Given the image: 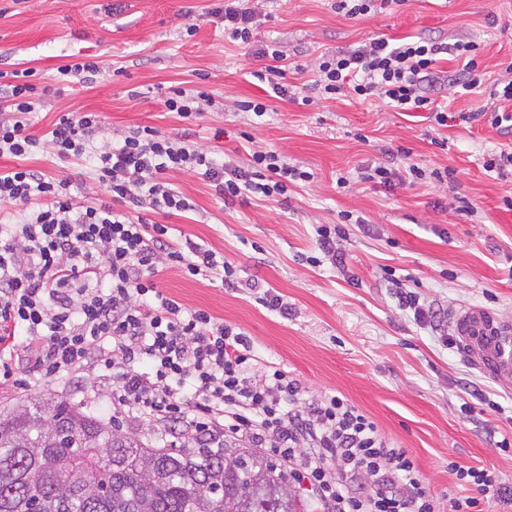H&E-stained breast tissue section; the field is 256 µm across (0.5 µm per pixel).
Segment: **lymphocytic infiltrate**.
Here are the masks:
<instances>
[{
	"instance_id": "lymphocytic-infiltrate-1",
	"label": "lymphocytic infiltrate",
	"mask_w": 512,
	"mask_h": 512,
	"mask_svg": "<svg viewBox=\"0 0 512 512\" xmlns=\"http://www.w3.org/2000/svg\"><path fill=\"white\" fill-rule=\"evenodd\" d=\"M213 14L225 39L248 45L263 6L224 0ZM477 50L471 41L380 37L323 55L314 87L332 98L375 97L400 112L432 110L428 92L441 56L464 59L462 86L472 90L482 83ZM32 75L12 71L0 99V157L20 161L0 169V381L20 371V336L43 376L108 372L117 381L115 408L183 426L206 443L244 439L265 449L312 487L323 512H438L414 459L371 417L336 395L300 405L299 380L280 367L252 376L254 356L243 333L206 310L186 308L155 282L164 266L227 287L238 282L232 264L214 251L173 241L167 225L141 218L144 210H193L170 173L201 174L228 204L249 196L279 200L311 173L262 147L234 165L151 126L100 144L103 119L96 112L61 113L39 138L28 131L37 105ZM46 142L57 157L92 161L102 197L76 203L71 180L22 166ZM448 470L477 490L452 498V512H480L484 499L512 505V486L497 472L456 461Z\"/></svg>"
}]
</instances>
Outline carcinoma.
I'll return each instance as SVG.
<instances>
[{
  "mask_svg": "<svg viewBox=\"0 0 512 512\" xmlns=\"http://www.w3.org/2000/svg\"><path fill=\"white\" fill-rule=\"evenodd\" d=\"M227 451L148 448L77 403L32 399L0 412V512H301L284 470L254 451L229 472Z\"/></svg>",
  "mask_w": 512,
  "mask_h": 512,
  "instance_id": "1",
  "label": "carcinoma"
}]
</instances>
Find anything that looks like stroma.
I'll return each mask as SVG.
<instances>
[{
    "label": "stroma",
    "instance_id": "35a3bbf8",
    "mask_svg": "<svg viewBox=\"0 0 512 512\" xmlns=\"http://www.w3.org/2000/svg\"><path fill=\"white\" fill-rule=\"evenodd\" d=\"M218 0H0V70L32 68L44 90L31 132L44 135L62 112H97L106 134L148 125L163 134L191 129L193 141L216 157L246 161L252 145L277 150L312 173L288 200L253 199L225 206L202 175L174 172L171 182L193 211L156 214L178 241L223 254L241 284L195 280L167 268L162 291L190 309H203L249 340L256 370L275 363L298 379L306 399L345 396L383 435L416 461L440 512L450 497L474 495L457 485L449 461L496 471L512 484V383L476 367L462 352L454 310L477 306L512 323V175L486 171L488 155L512 150V133L488 122L461 121L464 112L500 108L491 92L512 79V0H406L398 10L353 20L331 0H267L269 17L257 42L279 40L289 90L313 80L319 56L352 51L376 37H430L478 44L484 82L457 94L462 63L441 61V80L429 95L448 107L447 126L430 112H399L377 98L315 97L313 105L270 99L263 117L234 111L233 100L262 95L258 72L267 60L226 41L208 11ZM194 35H187L189 25ZM97 55L96 81L61 80L59 66ZM208 92L213 108L193 124L166 112L169 88ZM392 164L404 172L450 167L453 182L425 178L390 189L358 177L360 167ZM348 180L338 187V177ZM362 217L348 227L341 249L346 269L317 255L314 227L336 224L341 212ZM406 282L420 305L443 312L438 328L402 307L387 273ZM282 295L292 313L262 306L265 291ZM112 378L95 373L69 380L27 374L25 387L0 385V411L35 398L63 396L103 422L112 420ZM500 411H493L492 403Z\"/></svg>",
    "mask_w": 512,
    "mask_h": 512
}]
</instances>
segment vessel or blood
Instances as JSON below:
<instances>
[{"label": "vessel or blood", "instance_id": "b4317fda", "mask_svg": "<svg viewBox=\"0 0 512 512\" xmlns=\"http://www.w3.org/2000/svg\"><path fill=\"white\" fill-rule=\"evenodd\" d=\"M453 318L462 349L497 377H512V327L476 306L454 312Z\"/></svg>", "mask_w": 512, "mask_h": 512}]
</instances>
